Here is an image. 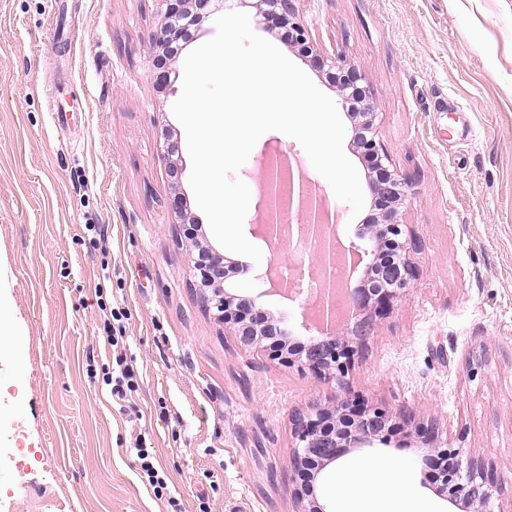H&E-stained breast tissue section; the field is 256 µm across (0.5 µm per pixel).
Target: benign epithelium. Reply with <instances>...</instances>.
Segmentation results:
<instances>
[{
  "label": "benign epithelium",
  "mask_w": 512,
  "mask_h": 512,
  "mask_svg": "<svg viewBox=\"0 0 512 512\" xmlns=\"http://www.w3.org/2000/svg\"><path fill=\"white\" fill-rule=\"evenodd\" d=\"M161 16L163 41L175 43L179 49L195 41V34L184 33L173 20L182 15L200 21L209 14L212 0H162ZM263 4L277 11V16L288 21L293 34L290 43L314 49L307 27L297 18L295 0H263ZM328 65L327 75L340 91L358 81L357 68L344 60H323ZM172 68L162 57H156L150 67L152 83L170 82ZM355 152L363 160L374 158L382 175L372 179L374 207L381 216L373 220L369 230V245L351 246L347 253L353 264L360 265L364 258L366 279L356 288L345 289L342 305L354 319L350 335L336 333V292L329 288L319 302L318 336L296 350L288 344V332L276 325L271 315L224 289L227 277L223 255L211 246L202 248L206 259L195 262V276L200 279L201 298L217 310L216 318L246 346H260L271 336L280 337L275 358L285 365L299 363L318 377L343 381L355 354V345L362 343L371 332L376 320L386 315L391 300L409 287L414 272L408 259L409 249L415 243L403 238L404 230L395 217L404 205L409 192V181L384 165L386 154L372 136L356 132ZM325 237L322 257L318 266L320 276L331 278L337 250L333 225H316ZM393 417L385 409L373 407L356 397H346L332 407H314L306 415L293 420L296 446L292 457L294 481L298 487L294 498L301 506L299 512H328L316 494V483L327 466L352 448H370L375 442H385L392 429ZM441 455L448 458V466L440 476L438 492L449 503L466 507L474 512H495V501L503 489L504 480H494L480 466L463 468L464 451L461 448H443Z\"/></svg>",
  "instance_id": "benign-epithelium-1"
}]
</instances>
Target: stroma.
<instances>
[{
	"label": "stroma",
	"mask_w": 512,
	"mask_h": 512,
	"mask_svg": "<svg viewBox=\"0 0 512 512\" xmlns=\"http://www.w3.org/2000/svg\"><path fill=\"white\" fill-rule=\"evenodd\" d=\"M0 0V258L21 329L26 404L0 399V512H295L291 418L354 395L387 409L388 442L349 458L397 464L419 512H459L424 465L440 442L496 477L512 475V0H297L324 54L362 76L391 168L410 180L399 220L416 272L358 348L346 387L244 346L200 299L191 224L215 238L187 178L186 134L172 112L182 90L150 81L161 0ZM241 11L329 97L336 88L265 19L256 0H216L197 40ZM63 86L58 97L49 87ZM66 107L71 131L50 124ZM184 172L171 183L165 140ZM301 164L357 241L376 210L364 162L359 215L337 200L295 139L271 131L237 178L256 188L272 153ZM182 197L186 217L170 203ZM259 196L244 219L261 263H238L226 288L268 311L292 341L313 335L302 298L263 279L318 263L301 238L259 236ZM100 232H93V225ZM124 311L122 356L138 374L133 407L102 388L106 308ZM144 436L169 477L154 496L127 449Z\"/></svg>",
	"instance_id": "stroma-1"
}]
</instances>
